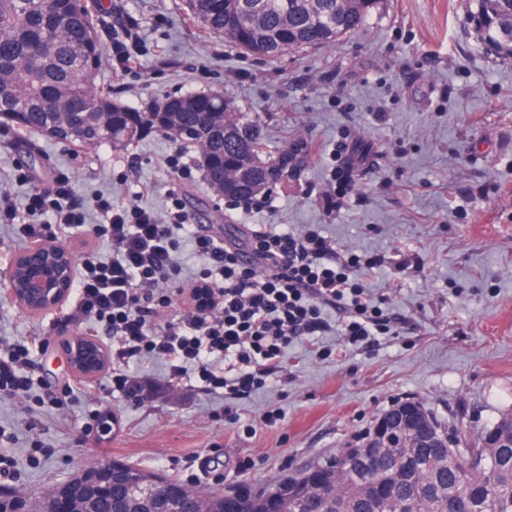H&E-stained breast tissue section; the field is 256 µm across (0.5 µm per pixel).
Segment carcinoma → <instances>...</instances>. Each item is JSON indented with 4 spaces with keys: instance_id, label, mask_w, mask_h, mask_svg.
<instances>
[{
    "instance_id": "obj_1",
    "label": "carcinoma",
    "mask_w": 512,
    "mask_h": 512,
    "mask_svg": "<svg viewBox=\"0 0 512 512\" xmlns=\"http://www.w3.org/2000/svg\"><path fill=\"white\" fill-rule=\"evenodd\" d=\"M185 0L191 18L244 52L275 60L287 52L333 45L366 26L375 0ZM484 46L512 58V0H476L473 20ZM105 48L92 8L79 0H0V126L37 132L77 151L108 145L121 151L150 132L199 150L213 192L236 200L288 177V154L260 157V120L221 92L166 99L147 112L117 102L97 86ZM415 425L396 438L374 434L349 443L263 490L225 494L184 486L163 475L112 462L97 499L99 512H512V408L455 444L427 428L442 425L424 405ZM168 484L161 498L131 495L132 480ZM31 501L0 491V512H28Z\"/></svg>"
}]
</instances>
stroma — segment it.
Returning <instances> with one entry per match:
<instances>
[{"label":"stroma","mask_w":512,"mask_h":512,"mask_svg":"<svg viewBox=\"0 0 512 512\" xmlns=\"http://www.w3.org/2000/svg\"><path fill=\"white\" fill-rule=\"evenodd\" d=\"M139 23L134 64L104 60L97 79L114 98L145 111L171 95L221 90L260 116L265 153L291 151L287 179L270 186L271 206L247 211L217 199L198 153L153 132L114 152H74L39 134L0 128V191L23 202L31 185L50 188L68 171L78 200L165 212L169 193L189 224L240 244L251 224L320 225L342 250L385 255L390 267L360 279L396 333L364 343L321 336L288 351L287 377L243 399L172 384L164 363L139 376L157 389L136 402L113 392L112 372L72 376L62 344L96 334L78 296L39 317L0 302V342L38 338L39 384L26 400L0 399V425L15 461L0 488L37 496L95 462L124 459L185 485L256 489L333 453L402 401L421 402L449 436L482 431L512 407V59L489 52L467 0H380L367 26L333 46L270 61L242 53L194 22L183 0H101L93 12L104 47ZM368 156L346 204L322 210L329 154L342 138ZM182 150V175L167 157ZM24 170L30 184L16 182ZM87 396L54 405L66 388ZM281 418L266 424L267 411Z\"/></svg>","instance_id":"1"}]
</instances>
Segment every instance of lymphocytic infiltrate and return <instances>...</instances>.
<instances>
[{"label":"lymphocytic infiltrate","mask_w":512,"mask_h":512,"mask_svg":"<svg viewBox=\"0 0 512 512\" xmlns=\"http://www.w3.org/2000/svg\"><path fill=\"white\" fill-rule=\"evenodd\" d=\"M332 159L330 185L320 196L328 213L341 209L365 157L356 144L344 143ZM75 197L74 182L63 171L55 174L51 189L31 188L24 205L0 192V224L16 226L21 239L34 242L44 236L43 218L49 215L60 242L70 243L87 226L98 246H111L104 259L96 250L85 253L75 283L85 317L112 334V389L126 397L151 396V383L129 372L146 358L164 361L169 379L193 377L206 391L245 396L283 372L288 348L332 332L326 310L342 313L341 327L355 342L395 323L359 281L362 269L384 266V256L340 252L335 239L314 224L300 231L255 224L242 248L210 236L192 237L191 249L205 267L190 281L210 286L212 299L193 307L185 320H164L182 276L174 236L185 220L179 202L161 215L136 203L115 204L105 194L96 195L86 209ZM91 209L99 217L94 224L87 221ZM31 367L29 343L6 345L0 355V397L26 396Z\"/></svg>","instance_id":"f902f5d3"}]
</instances>
